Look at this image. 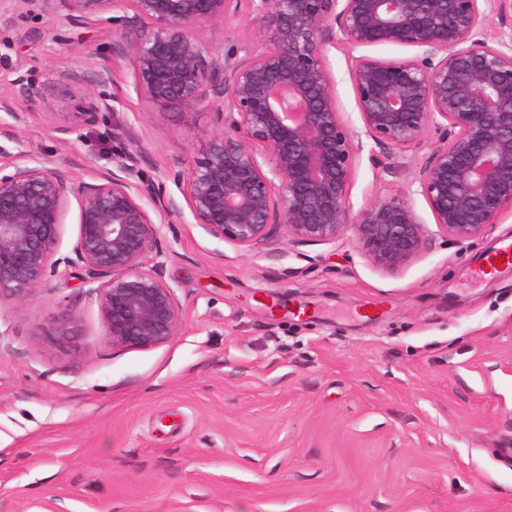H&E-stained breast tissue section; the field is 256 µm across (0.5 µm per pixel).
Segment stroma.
Instances as JSON below:
<instances>
[{
  "label": "stroma",
  "instance_id": "35a3bbf8",
  "mask_svg": "<svg viewBox=\"0 0 512 512\" xmlns=\"http://www.w3.org/2000/svg\"><path fill=\"white\" fill-rule=\"evenodd\" d=\"M418 53L327 47L352 129L351 57ZM105 69L111 83L96 85ZM20 78L41 97L0 111V146L75 181L111 168L117 124L131 126L152 177L206 151L210 108L152 111L109 25L68 23L51 0L0 17V96ZM91 92L105 108L87 127L75 113ZM397 190L429 244L395 272L349 233L293 246L280 225L271 244L245 250L183 210L161 227L183 324L156 348L111 343L77 266L25 300L1 297L0 512H512V268L475 273L512 240V217L469 247L449 244L411 177L362 151L354 207ZM65 307L77 323L60 342L45 330Z\"/></svg>",
  "mask_w": 512,
  "mask_h": 512
}]
</instances>
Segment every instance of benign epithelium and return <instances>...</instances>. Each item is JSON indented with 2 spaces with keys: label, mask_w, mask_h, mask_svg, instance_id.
<instances>
[{
  "label": "benign epithelium",
  "mask_w": 512,
  "mask_h": 512,
  "mask_svg": "<svg viewBox=\"0 0 512 512\" xmlns=\"http://www.w3.org/2000/svg\"><path fill=\"white\" fill-rule=\"evenodd\" d=\"M71 23L112 21L155 111L209 107L218 128L203 158L165 179L145 176L126 149L96 184L0 146V297L24 299L68 268L98 293L104 335L150 349L182 326L164 277L160 226L187 205L212 238L249 248L283 225L293 245L334 243L352 232L378 268L394 271L427 246L402 191L354 209L351 185L362 139L338 112L326 46H409L401 60L351 59L349 75L373 162L394 177L404 152L429 130L430 155L415 182L449 243L465 247L512 216V44H489L491 17L512 23V0H53ZM248 10L250 40L216 52L200 37ZM82 122L100 121L87 95ZM151 206H146L144 197ZM78 203L73 256H57L71 201ZM76 321L63 308L49 334Z\"/></svg>",
  "instance_id": "obj_1"
}]
</instances>
